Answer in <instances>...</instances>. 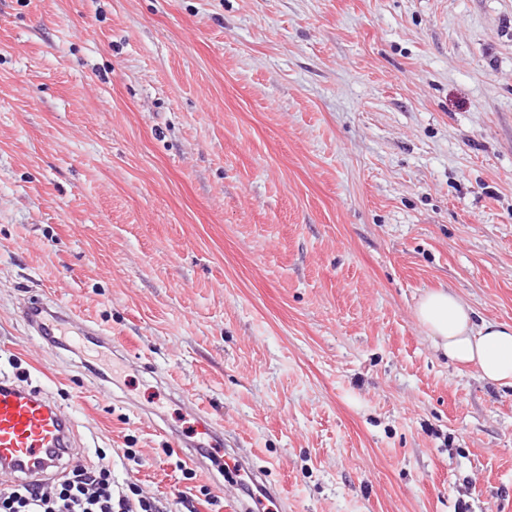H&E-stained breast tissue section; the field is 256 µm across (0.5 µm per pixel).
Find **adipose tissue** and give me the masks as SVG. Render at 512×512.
<instances>
[{
    "label": "adipose tissue",
    "mask_w": 512,
    "mask_h": 512,
    "mask_svg": "<svg viewBox=\"0 0 512 512\" xmlns=\"http://www.w3.org/2000/svg\"><path fill=\"white\" fill-rule=\"evenodd\" d=\"M414 314L448 360L475 366L485 382L512 387V324L476 322L472 307L447 288L424 293Z\"/></svg>",
    "instance_id": "ef3b65f1"
}]
</instances>
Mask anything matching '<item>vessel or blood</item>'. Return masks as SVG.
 Wrapping results in <instances>:
<instances>
[{
    "instance_id": "1",
    "label": "vessel or blood",
    "mask_w": 512,
    "mask_h": 512,
    "mask_svg": "<svg viewBox=\"0 0 512 512\" xmlns=\"http://www.w3.org/2000/svg\"><path fill=\"white\" fill-rule=\"evenodd\" d=\"M24 317L41 336L54 331L71 317L68 310L35 302L25 307ZM72 425L41 392L0 382V475L17 481L33 482L49 469L62 468L72 458ZM226 465L246 471L257 506L282 504L276 482L265 472L249 466L237 455H226Z\"/></svg>"
}]
</instances>
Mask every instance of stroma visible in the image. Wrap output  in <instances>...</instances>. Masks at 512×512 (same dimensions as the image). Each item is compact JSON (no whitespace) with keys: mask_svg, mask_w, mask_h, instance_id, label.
<instances>
[{"mask_svg":"<svg viewBox=\"0 0 512 512\" xmlns=\"http://www.w3.org/2000/svg\"><path fill=\"white\" fill-rule=\"evenodd\" d=\"M440 287L512 323V0H0V373L115 489L227 512L231 446L288 512H512V389L434 350ZM53 308V309H52ZM50 307L44 302H34L24 308V317L39 336H54V330H61V326L71 318L68 310L61 307Z\"/></svg>","mask_w":512,"mask_h":512,"instance_id":"stroma-1","label":"stroma"}]
</instances>
